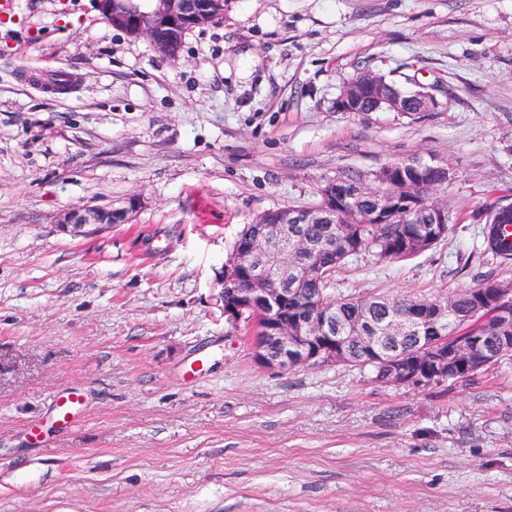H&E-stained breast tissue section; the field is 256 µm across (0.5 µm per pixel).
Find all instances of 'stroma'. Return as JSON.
<instances>
[{
  "label": "stroma",
  "instance_id": "obj_1",
  "mask_svg": "<svg viewBox=\"0 0 512 512\" xmlns=\"http://www.w3.org/2000/svg\"><path fill=\"white\" fill-rule=\"evenodd\" d=\"M366 69L442 104L337 111ZM410 160L454 174L447 237L362 254L338 288L512 281L474 219L512 205V0H229L175 61L95 0H18L0 17V512H512V363L440 384L268 370L219 301L244 225ZM132 195L129 223H56ZM72 390L79 421L32 440Z\"/></svg>",
  "mask_w": 512,
  "mask_h": 512
}]
</instances>
